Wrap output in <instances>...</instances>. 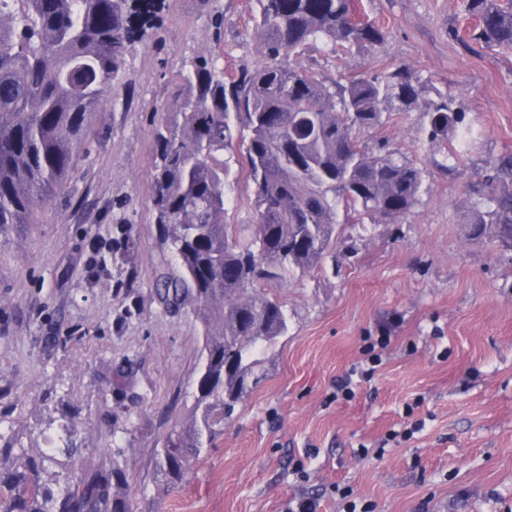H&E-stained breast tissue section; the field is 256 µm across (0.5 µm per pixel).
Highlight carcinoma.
Here are the masks:
<instances>
[{"instance_id":"carcinoma-1","label":"carcinoma","mask_w":512,"mask_h":512,"mask_svg":"<svg viewBox=\"0 0 512 512\" xmlns=\"http://www.w3.org/2000/svg\"><path fill=\"white\" fill-rule=\"evenodd\" d=\"M359 0H255L265 62L224 80L203 58L180 72L152 178L155 221L181 274L165 295L189 299L204 327V360L188 419L159 450L167 483L212 446L243 393L288 335V310L254 284L318 270L344 224H396L419 202L422 170L365 135L394 112L422 113L428 141H446L454 172L477 145L448 87L406 66L383 65L329 82L282 64L322 42L372 51L387 31L359 16ZM472 20L448 35L464 49L512 48V0H462ZM157 0H0V233L37 209L71 200L69 178L96 110L150 26ZM244 148L252 223H224L231 154ZM473 188L467 239L512 226V156L489 159ZM63 446L0 448V512H129L125 460L90 466L68 417L50 420Z\"/></svg>"}]
</instances>
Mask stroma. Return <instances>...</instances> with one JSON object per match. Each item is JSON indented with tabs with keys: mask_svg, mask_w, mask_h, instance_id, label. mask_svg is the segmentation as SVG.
Wrapping results in <instances>:
<instances>
[{
	"mask_svg": "<svg viewBox=\"0 0 512 512\" xmlns=\"http://www.w3.org/2000/svg\"><path fill=\"white\" fill-rule=\"evenodd\" d=\"M387 41L373 52L324 45L290 56L333 81L375 62L447 83L482 142L459 172L441 169L421 112L373 132L422 170L420 200L400 224H348L322 271L278 285L289 331L210 451L167 485L157 450L184 421L201 362L191 302L166 300L179 267L151 204L155 132L181 69L217 59L225 74L261 65L248 0H165L95 118L70 176L73 198L0 235V434L59 445L67 415L90 463L126 459L130 512H283L333 485L374 512H512V248L473 243L462 223L486 160L512 155V50L466 52L459 0H360ZM391 342L371 381L336 398L364 364L365 339ZM415 405L422 431L384 436ZM368 456H360V449Z\"/></svg>",
	"mask_w": 512,
	"mask_h": 512,
	"instance_id": "stroma-1",
	"label": "stroma"
}]
</instances>
